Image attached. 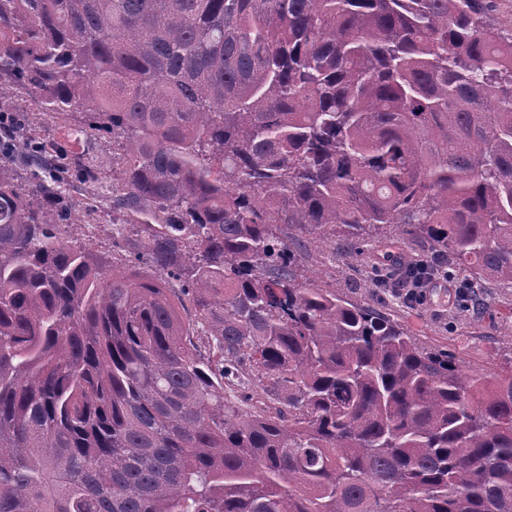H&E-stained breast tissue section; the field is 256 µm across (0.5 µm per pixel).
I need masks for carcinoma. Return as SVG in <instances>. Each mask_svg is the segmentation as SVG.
Returning <instances> with one entry per match:
<instances>
[{
  "instance_id": "cac0c4a2",
  "label": "carcinoma",
  "mask_w": 512,
  "mask_h": 512,
  "mask_svg": "<svg viewBox=\"0 0 512 512\" xmlns=\"http://www.w3.org/2000/svg\"><path fill=\"white\" fill-rule=\"evenodd\" d=\"M485 4L0 0V113L19 86L50 119L0 125V512H512V367L421 348L296 254L427 241L401 277L444 262L465 317L512 284ZM100 134L110 256L65 204Z\"/></svg>"
}]
</instances>
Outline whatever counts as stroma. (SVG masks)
<instances>
[{"mask_svg": "<svg viewBox=\"0 0 512 512\" xmlns=\"http://www.w3.org/2000/svg\"><path fill=\"white\" fill-rule=\"evenodd\" d=\"M71 203L78 208L76 217L82 233L99 251H111V212L98 208L95 201L82 193L74 194ZM327 251L324 244L310 243L304 255L305 267L315 271L318 285L336 289L353 301L367 295L372 268L394 271L409 258L408 249L395 240L376 242L365 260L355 266H329L324 259ZM485 295V311L470 325L457 320L453 291L444 282L428 289L423 304H407L394 293L382 299L380 309L399 321L421 347L454 353L464 368L494 373L512 366V325L505 320L506 315L512 314V288L492 283Z\"/></svg>", "mask_w": 512, "mask_h": 512, "instance_id": "1", "label": "stroma"}]
</instances>
